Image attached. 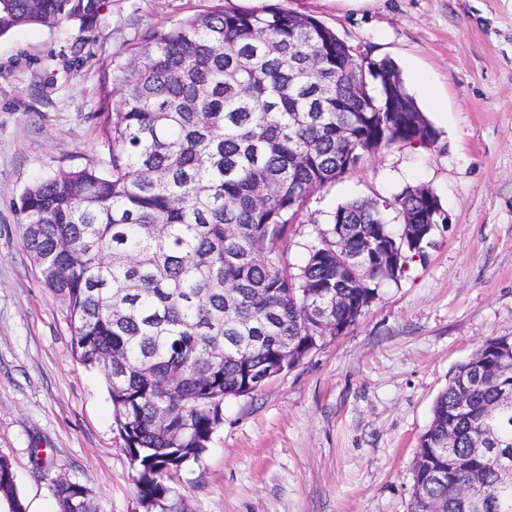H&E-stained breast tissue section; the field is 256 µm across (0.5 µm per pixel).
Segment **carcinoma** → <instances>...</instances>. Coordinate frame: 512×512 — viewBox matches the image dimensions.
Here are the masks:
<instances>
[{"instance_id":"obj_1","label":"carcinoma","mask_w":512,"mask_h":512,"mask_svg":"<svg viewBox=\"0 0 512 512\" xmlns=\"http://www.w3.org/2000/svg\"><path fill=\"white\" fill-rule=\"evenodd\" d=\"M218 5L144 35L106 117L110 169L93 162L30 185L23 247L59 303L80 362L101 370L137 469L144 512H169L171 472L224 424V398L290 370L345 334L445 224L431 188L336 207L304 264L288 241L310 195L391 145L439 134L397 65L353 48L312 15ZM103 0H0V36L82 24ZM394 209L399 227L387 221ZM380 241L354 272L344 251ZM401 252L398 274L384 257ZM58 512H96L58 478ZM0 502L25 512L0 455ZM512 512V336L489 338L436 397L419 438L409 512Z\"/></svg>"}]
</instances>
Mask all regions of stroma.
I'll return each mask as SVG.
<instances>
[{
    "instance_id": "35a3bbf8",
    "label": "stroma",
    "mask_w": 512,
    "mask_h": 512,
    "mask_svg": "<svg viewBox=\"0 0 512 512\" xmlns=\"http://www.w3.org/2000/svg\"><path fill=\"white\" fill-rule=\"evenodd\" d=\"M307 13L396 61L440 133L394 145L310 198L288 244L302 264L335 208L428 185L448 221L426 262L386 283L344 335L253 394L224 400L199 461L173 475L172 512H408L437 395L488 338L512 336V0H231ZM213 0H105L88 25L0 37V454L26 512H57L53 481L100 512H144L103 375L73 354L26 253L15 206L36 178L107 162L119 54Z\"/></svg>"
}]
</instances>
